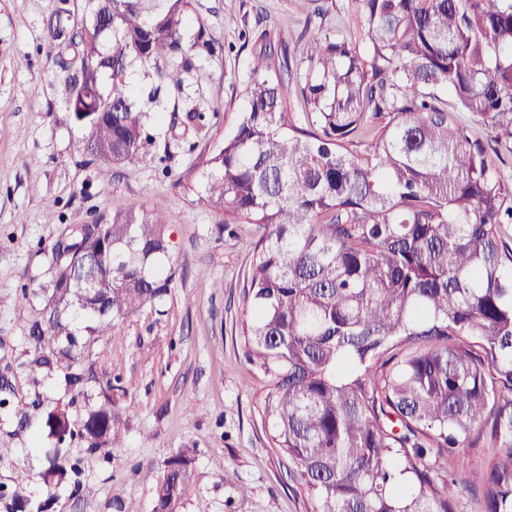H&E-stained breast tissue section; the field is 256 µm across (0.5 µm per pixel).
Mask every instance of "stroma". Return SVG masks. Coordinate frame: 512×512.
Instances as JSON below:
<instances>
[{
  "instance_id": "35a3bbf8",
  "label": "stroma",
  "mask_w": 512,
  "mask_h": 512,
  "mask_svg": "<svg viewBox=\"0 0 512 512\" xmlns=\"http://www.w3.org/2000/svg\"><path fill=\"white\" fill-rule=\"evenodd\" d=\"M314 0H189L185 35L205 30L214 52L196 61L182 89L157 87L152 68L132 63L125 73L131 98L150 121L143 158L115 167L100 181L83 151L86 130L70 112V69L47 57L48 24L65 10L69 26L89 24L86 0H0V490L18 471L37 482L49 456L81 459V496L59 493L51 512H153L155 486L146 470L161 472L182 448L196 451L195 477L178 512H307L309 493L294 466L274 448L259 405L269 379L245 360L239 334L246 273L255 225L226 223L207 190L210 160L236 126L247 101L252 47L306 57L302 30ZM199 116L190 128L171 127L169 115ZM136 214L162 212L177 270L160 308L127 319L124 338H100L88 359L96 385L87 395L68 391L58 376L33 385L24 364L27 332L45 305L40 292L51 279L45 247L68 224H90L111 215L113 204ZM33 292L21 301L22 291ZM121 378L128 411L123 441L112 456L85 457L80 443L48 438L44 405L84 411L98 383ZM28 425H19L20 412ZM235 475L225 481V472Z\"/></svg>"
}]
</instances>
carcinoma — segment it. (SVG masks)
I'll return each mask as SVG.
<instances>
[{"instance_id":"obj_1","label":"carcinoma","mask_w":512,"mask_h":512,"mask_svg":"<svg viewBox=\"0 0 512 512\" xmlns=\"http://www.w3.org/2000/svg\"><path fill=\"white\" fill-rule=\"evenodd\" d=\"M80 77L69 102L88 127L84 149L106 176L141 154L149 113L124 73L151 63L181 87L194 59L187 0H87ZM112 17L103 45L102 13ZM342 25L311 26L313 52L293 67L253 48L247 108L210 163L208 193L261 231L251 247L244 357L271 378L260 412L295 466L311 512H456L449 476L466 470L484 512H512V0H344ZM68 36L62 16L47 48ZM112 77L102 88L105 73ZM300 94L304 122L288 111ZM467 114L495 131L473 139ZM159 212L68 225L48 247L55 275L30 324L29 374L60 371L80 395L101 336L159 302L176 271ZM94 283L101 309L77 279ZM112 381L79 418L48 410L43 426L88 456L121 443L126 409ZM193 448L163 463L154 512H177L195 476ZM80 462L51 461L47 497L11 501L48 512L77 494Z\"/></svg>"}]
</instances>
